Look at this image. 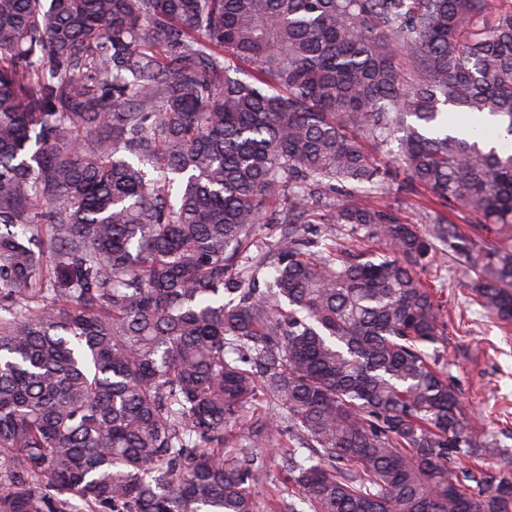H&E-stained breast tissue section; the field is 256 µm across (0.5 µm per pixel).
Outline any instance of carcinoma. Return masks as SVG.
<instances>
[{
  "label": "carcinoma",
  "mask_w": 512,
  "mask_h": 512,
  "mask_svg": "<svg viewBox=\"0 0 512 512\" xmlns=\"http://www.w3.org/2000/svg\"><path fill=\"white\" fill-rule=\"evenodd\" d=\"M493 139L512 0H0V512H512L421 277L512 238Z\"/></svg>",
  "instance_id": "obj_1"
}]
</instances>
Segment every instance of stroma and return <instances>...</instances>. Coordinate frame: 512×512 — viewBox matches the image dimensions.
<instances>
[{
	"label": "stroma",
	"instance_id": "1",
	"mask_svg": "<svg viewBox=\"0 0 512 512\" xmlns=\"http://www.w3.org/2000/svg\"><path fill=\"white\" fill-rule=\"evenodd\" d=\"M444 278L439 367L458 390L464 412L480 415L489 434L512 446V330L475 304L464 262L449 260Z\"/></svg>",
	"mask_w": 512,
	"mask_h": 512
}]
</instances>
